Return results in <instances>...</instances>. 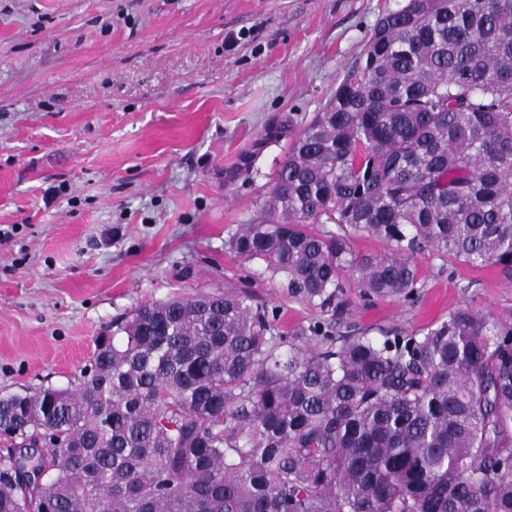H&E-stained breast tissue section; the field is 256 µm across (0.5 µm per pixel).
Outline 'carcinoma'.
Masks as SVG:
<instances>
[{"mask_svg":"<svg viewBox=\"0 0 512 512\" xmlns=\"http://www.w3.org/2000/svg\"><path fill=\"white\" fill-rule=\"evenodd\" d=\"M228 244L323 308L413 299L424 248L511 282L512 0L382 14ZM309 332L229 292L116 319L75 387L0 395L13 448L59 443L29 489L0 455V512H512L511 323Z\"/></svg>","mask_w":512,"mask_h":512,"instance_id":"obj_1","label":"carcinoma"}]
</instances>
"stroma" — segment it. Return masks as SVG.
<instances>
[{"mask_svg":"<svg viewBox=\"0 0 512 512\" xmlns=\"http://www.w3.org/2000/svg\"><path fill=\"white\" fill-rule=\"evenodd\" d=\"M406 0H0V393L73 387L135 307L246 292L280 329L512 323V283L428 250L415 303L294 296L228 246L300 130ZM67 184L65 195L53 189Z\"/></svg>","mask_w":512,"mask_h":512,"instance_id":"stroma-1","label":"stroma"}]
</instances>
